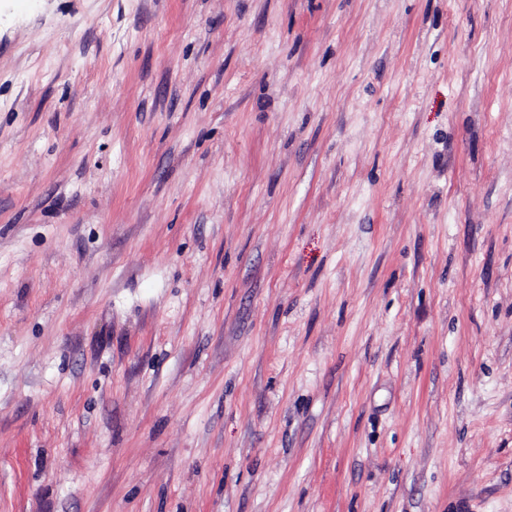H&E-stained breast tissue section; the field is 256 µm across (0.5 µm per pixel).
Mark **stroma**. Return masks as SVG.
Listing matches in <instances>:
<instances>
[{"instance_id":"obj_1","label":"stroma","mask_w":512,"mask_h":512,"mask_svg":"<svg viewBox=\"0 0 512 512\" xmlns=\"http://www.w3.org/2000/svg\"><path fill=\"white\" fill-rule=\"evenodd\" d=\"M0 512H512V0H0Z\"/></svg>"}]
</instances>
